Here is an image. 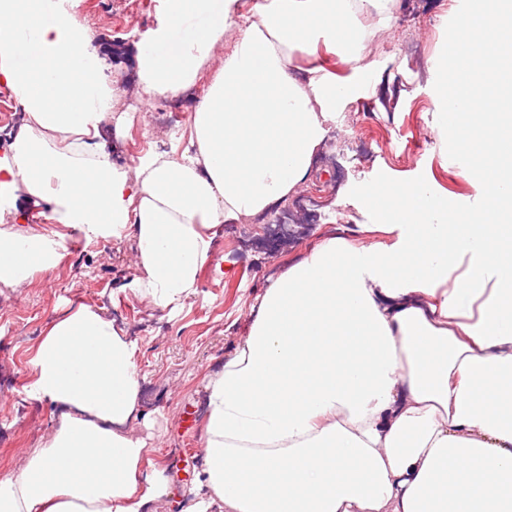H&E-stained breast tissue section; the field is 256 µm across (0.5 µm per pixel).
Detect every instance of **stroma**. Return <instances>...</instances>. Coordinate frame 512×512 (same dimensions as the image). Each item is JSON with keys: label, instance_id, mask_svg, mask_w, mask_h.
Masks as SVG:
<instances>
[{"label": "stroma", "instance_id": "obj_1", "mask_svg": "<svg viewBox=\"0 0 512 512\" xmlns=\"http://www.w3.org/2000/svg\"><path fill=\"white\" fill-rule=\"evenodd\" d=\"M96 2L90 10L85 0H68L96 47L109 52L107 75L123 90L114 110L128 113L130 121L110 134L113 163L128 164L148 149L181 150L214 66L204 67L180 97L141 102L136 47L166 27L167 0ZM478 8L479 0H396L389 29L377 30L376 20H369L379 70L338 117L314 163L306 190L319 193L323 207L302 210L294 195L275 204L270 215L219 227L213 253L230 266V274L206 268L195 296L175 314L149 311L131 291L133 238L90 241L78 229L64 228L59 268L0 296V388L9 397L0 409V478L18 472L21 449L34 447L59 417L56 409L26 397L27 360L54 319L84 304L102 309L137 341V364L146 376L141 408L148 422L141 434L154 444L150 459L165 469L172 486L159 512H182L200 468L204 379L246 334L251 309L269 279L327 235L370 242L365 225L384 223L385 216L349 200L371 180L417 178L441 194L474 196L475 176L457 163L454 134L438 133L433 122L437 96L452 85L456 21ZM166 111L181 113V121L168 125L162 119ZM280 215L294 221L292 237L274 234L272 219Z\"/></svg>", "mask_w": 512, "mask_h": 512}]
</instances>
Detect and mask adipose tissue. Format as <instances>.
Here are the masks:
<instances>
[{
    "label": "adipose tissue",
    "mask_w": 512,
    "mask_h": 512,
    "mask_svg": "<svg viewBox=\"0 0 512 512\" xmlns=\"http://www.w3.org/2000/svg\"><path fill=\"white\" fill-rule=\"evenodd\" d=\"M394 0H169L205 13L173 51L137 48L144 92L177 97L218 70L176 155L113 164L102 130L117 87L60 0H0V86L24 117L0 150V292L56 269L61 227L135 240L133 288L174 313L213 261L216 227L302 191L344 106L377 62L367 17ZM512 0L457 30L456 79L435 125L453 130L475 200L424 181L368 183L357 206L381 241L329 236L265 288L234 352L205 380L202 464L184 512H512V113L493 88L512 63ZM229 55H221L225 39ZM357 61L337 79L295 53ZM48 204L30 225L18 200ZM137 345L101 310L56 318L28 360V398L54 428L0 479V512H158L163 470L141 474Z\"/></svg>",
    "instance_id": "ef3b65f1"
}]
</instances>
